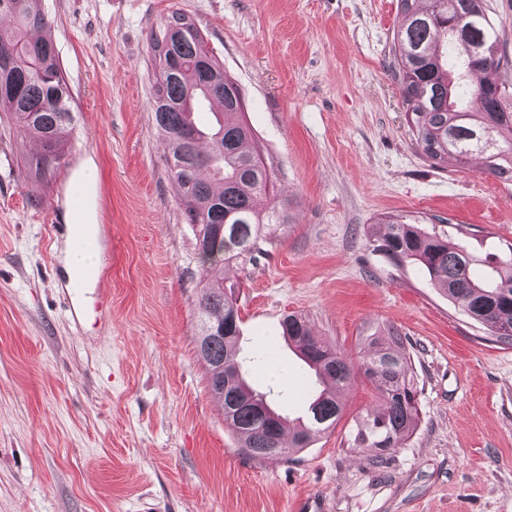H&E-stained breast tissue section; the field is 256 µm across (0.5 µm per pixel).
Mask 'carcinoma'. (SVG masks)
Here are the masks:
<instances>
[{
    "instance_id": "1",
    "label": "carcinoma",
    "mask_w": 512,
    "mask_h": 512,
    "mask_svg": "<svg viewBox=\"0 0 512 512\" xmlns=\"http://www.w3.org/2000/svg\"><path fill=\"white\" fill-rule=\"evenodd\" d=\"M420 2L398 0L402 21L393 32L388 61L416 144L433 166L450 155L464 163L478 154L490 174L511 180L512 84L494 54V29L484 0H433L430 10ZM47 25L40 0H0V108L9 112L18 132L40 143V155L29 163L37 173L61 158L73 130L71 92L55 43L37 36ZM149 52L155 73L154 125L167 145L171 180L186 201V219L197 227L204 288L198 354L211 392L223 402L224 423L245 455L283 457L335 428L344 412L338 391L362 378L383 398L384 408L357 422L353 444L383 458L401 447L418 424L417 382L398 334L390 333L388 347L370 336L355 364L313 336L305 318L285 316L282 337L320 386L307 397L308 418L295 420L286 443L282 434L288 418L250 386L237 348L238 310L224 289V266L252 261L262 251L268 226L285 223L287 216L256 208L257 197L269 191L270 174L252 144L240 89L206 49L193 20L172 12L152 30ZM476 73L479 82L466 88L467 78ZM203 103L220 106L217 126L208 134L194 116ZM375 249L396 266L420 264L449 301L497 341H512V253L479 260L436 230L401 217L388 219ZM214 325L224 326V334L206 337Z\"/></svg>"
}]
</instances>
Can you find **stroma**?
I'll list each match as a JSON object with an SVG mask.
<instances>
[{"mask_svg":"<svg viewBox=\"0 0 512 512\" xmlns=\"http://www.w3.org/2000/svg\"><path fill=\"white\" fill-rule=\"evenodd\" d=\"M72 95L58 166L0 112V512H512V344L497 342L414 263L374 244L386 217L474 256L512 251V180L483 158L430 166L388 72L397 0H41ZM192 17L239 87L272 174L262 210L288 215L252 262L224 269L254 387L288 418L306 365L280 336L294 313L351 360L402 336L419 422L375 461L352 445L383 401L345 388L335 430L272 460L245 456L197 355L193 225L154 126L148 41ZM109 233L102 280L57 295L71 221Z\"/></svg>","mask_w":512,"mask_h":512,"instance_id":"35a3bbf8","label":"stroma"}]
</instances>
